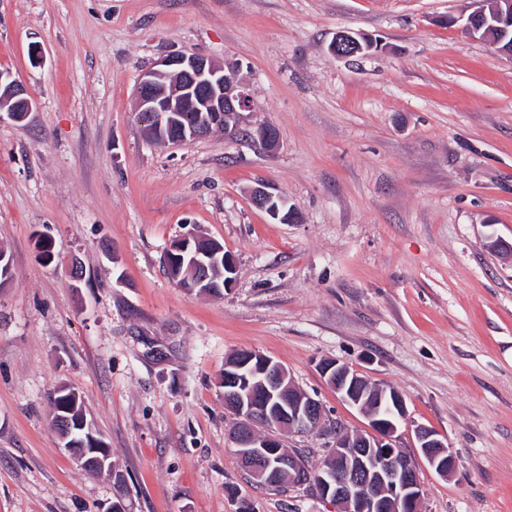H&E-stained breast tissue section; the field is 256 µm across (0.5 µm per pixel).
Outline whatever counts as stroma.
Masks as SVG:
<instances>
[{
    "label": "stroma",
    "mask_w": 512,
    "mask_h": 512,
    "mask_svg": "<svg viewBox=\"0 0 512 512\" xmlns=\"http://www.w3.org/2000/svg\"><path fill=\"white\" fill-rule=\"evenodd\" d=\"M475 5L0 0V71L33 102L20 124L0 107V512H336L240 468L220 385L239 350L352 430L367 421L323 360L397 389L399 446L425 426L458 461L447 479L420 464L423 512H512V257L487 247L512 243V57L449 24ZM342 30L379 46L337 57ZM174 52L237 63L245 122L279 147L221 132L155 145L133 92ZM261 183L293 222L253 204ZM190 234L233 256L222 295L168 275ZM61 386L111 475L63 448Z\"/></svg>",
    "instance_id": "stroma-1"
}]
</instances>
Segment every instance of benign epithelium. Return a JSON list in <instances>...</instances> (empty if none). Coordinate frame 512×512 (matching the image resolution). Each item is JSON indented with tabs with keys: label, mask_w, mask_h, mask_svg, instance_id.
I'll return each instance as SVG.
<instances>
[{
	"label": "benign epithelium",
	"mask_w": 512,
	"mask_h": 512,
	"mask_svg": "<svg viewBox=\"0 0 512 512\" xmlns=\"http://www.w3.org/2000/svg\"><path fill=\"white\" fill-rule=\"evenodd\" d=\"M482 5L467 18L451 17L465 34L480 37L512 56V46L503 42L512 29V0H481ZM367 38L340 31L330 51L347 58L363 51ZM236 66H220L196 54H172L146 69L134 91L135 111L147 115L151 137L165 147H178L216 131L239 126L243 113L251 111L247 86L233 73ZM177 78L181 88L168 87ZM22 101V112L9 116L21 121L31 111L25 90L0 71V85ZM257 207L278 222L294 220L285 212L282 195L265 184L252 189ZM171 250L189 253L188 271L196 273L218 261L223 249L204 246L192 236L178 241ZM325 381L340 399L358 408L368 419L363 430H350L339 420L325 418L322 404L290 379L280 363L257 352L243 350L224 363V404L237 416L231 436L239 462L250 474L266 483L284 487L312 486L319 496L337 507V512H422L424 491L416 455L398 445V426L407 417L404 396L396 389L375 385L338 360L319 366ZM56 423L66 447L76 452L77 462L103 475L112 474L109 455L98 447L86 417L76 420L58 416ZM323 440L321 468L311 475L299 456V449L286 448L281 434ZM417 455L437 474L451 477L457 465L455 455L435 431L419 426L415 430Z\"/></svg>",
	"instance_id": "benign-epithelium-1"
}]
</instances>
